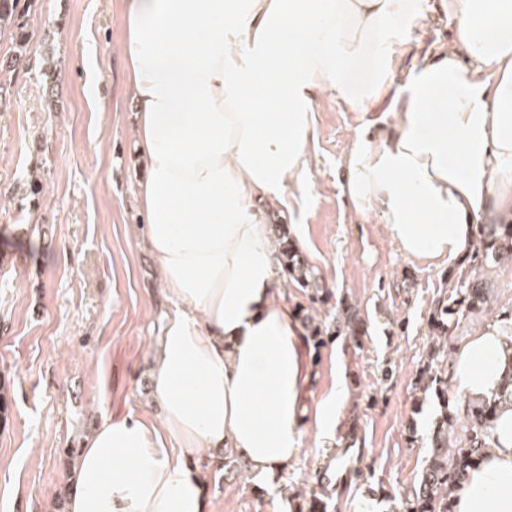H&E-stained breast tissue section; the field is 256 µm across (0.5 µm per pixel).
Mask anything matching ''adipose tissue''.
I'll return each mask as SVG.
<instances>
[{"label": "adipose tissue", "mask_w": 512, "mask_h": 512, "mask_svg": "<svg viewBox=\"0 0 512 512\" xmlns=\"http://www.w3.org/2000/svg\"><path fill=\"white\" fill-rule=\"evenodd\" d=\"M453 38L425 57L393 132L357 133L347 195L403 257L457 261L478 223L512 219V0H444ZM419 0H126L146 244L174 310L151 376L160 423L122 414L80 442L67 512H206L186 454L242 456L265 482L302 447L310 368L278 299L263 209L306 172L325 90L365 106ZM456 386L497 392L512 343L488 324L455 347ZM454 512H512V406Z\"/></svg>", "instance_id": "ef3b65f1"}]
</instances>
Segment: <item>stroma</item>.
<instances>
[{
  "label": "stroma",
  "instance_id": "1",
  "mask_svg": "<svg viewBox=\"0 0 512 512\" xmlns=\"http://www.w3.org/2000/svg\"><path fill=\"white\" fill-rule=\"evenodd\" d=\"M438 2L423 0L397 44L388 88L366 111L332 91L317 97L309 174L290 184L287 216L265 217L301 225L299 250L321 285L315 296L285 276L281 297L317 311L331 330L350 314L364 329L359 343L345 333L306 346L308 409L336 382L345 385L335 429L319 437L304 427L299 455L266 486L226 456L205 474L207 512H298L314 495L327 512H388L385 494L407 492L419 475L437 413L434 394L416 387L435 343L431 311L473 260L404 258L380 217L356 214L344 180L355 132L391 130L409 74L450 40ZM21 7L36 64L0 70L9 100L0 110V230L35 224L39 232L0 239V376L11 403V421L0 429V512H67L64 449L78 447L104 416L158 417L153 348L171 305L135 207V104L119 54L124 0ZM48 56L57 69L52 98L41 77ZM37 180L44 190L34 196ZM478 273L490 304L460 320V339L512 310V261L488 256Z\"/></svg>",
  "mask_w": 512,
  "mask_h": 512
}]
</instances>
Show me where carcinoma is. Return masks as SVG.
Here are the masks:
<instances>
[{"label": "carcinoma", "instance_id": "obj_1", "mask_svg": "<svg viewBox=\"0 0 512 512\" xmlns=\"http://www.w3.org/2000/svg\"><path fill=\"white\" fill-rule=\"evenodd\" d=\"M20 0H0V30L14 31L15 58L11 64L22 61L28 39L20 22ZM491 241L483 250H494L498 257L512 260V222L493 227ZM277 258L288 276L302 288L317 287V279L298 251L282 241ZM487 304L485 288L476 280V269L462 271L450 293L436 301L430 330L437 336L438 348L433 350L432 361L424 369L420 384L431 389L437 399L439 413L433 428L430 449L416 485L401 495L393 512H453L451 489L463 481L468 471L491 448L490 430L497 404L512 403V371L502 379L501 389L486 399L458 403L448 399V355L451 333L460 318L482 311Z\"/></svg>", "mask_w": 512, "mask_h": 512}]
</instances>
